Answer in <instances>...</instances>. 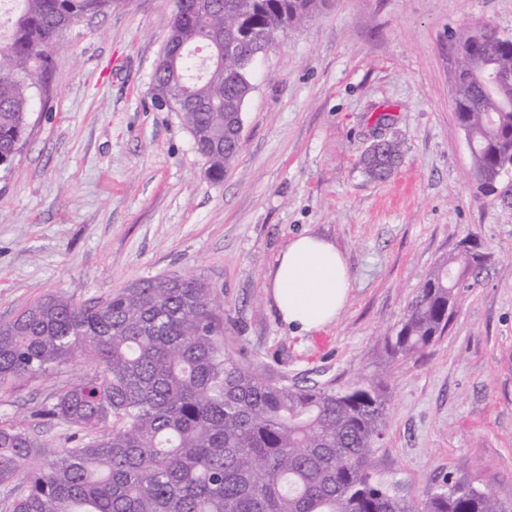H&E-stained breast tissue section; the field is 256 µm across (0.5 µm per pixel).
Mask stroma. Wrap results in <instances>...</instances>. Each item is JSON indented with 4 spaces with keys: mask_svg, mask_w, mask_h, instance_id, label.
Segmentation results:
<instances>
[{
    "mask_svg": "<svg viewBox=\"0 0 512 512\" xmlns=\"http://www.w3.org/2000/svg\"><path fill=\"white\" fill-rule=\"evenodd\" d=\"M174 5L123 0L59 34L50 87L0 172V322L48 294L84 304L142 278L202 277L224 298L233 357L290 385H384L372 464L386 484L422 499L451 474L512 499V198L477 189L448 40L479 23L512 35V0H326L259 59L218 185L181 113L152 97ZM381 135L403 157L374 182L358 159ZM304 231L336 244L352 283L336 320L301 337L277 318L269 273ZM468 235L491 262L425 355L391 361L384 333ZM89 370L0 387V421L66 447L69 429L32 412Z\"/></svg>",
    "mask_w": 512,
    "mask_h": 512,
    "instance_id": "35a3bbf8",
    "label": "stroma"
}]
</instances>
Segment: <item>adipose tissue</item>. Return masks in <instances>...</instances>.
<instances>
[{
  "label": "adipose tissue",
  "mask_w": 512,
  "mask_h": 512,
  "mask_svg": "<svg viewBox=\"0 0 512 512\" xmlns=\"http://www.w3.org/2000/svg\"><path fill=\"white\" fill-rule=\"evenodd\" d=\"M279 320L301 335L335 321L348 300L350 269L334 243L302 233L282 250L270 273Z\"/></svg>",
  "instance_id": "ef3b65f1"
}]
</instances>
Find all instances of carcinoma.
Returning <instances> with one entry per match:
<instances>
[{
	"label": "carcinoma",
	"mask_w": 512,
	"mask_h": 512,
	"mask_svg": "<svg viewBox=\"0 0 512 512\" xmlns=\"http://www.w3.org/2000/svg\"><path fill=\"white\" fill-rule=\"evenodd\" d=\"M122 0H12L0 33V168L9 169L28 135L32 76L46 71L58 33ZM325 0H180L166 43L205 42L247 27L285 34ZM461 71L458 123L471 141L474 178L487 196L500 158L512 153V42L452 34ZM232 82L189 81L192 59L155 71L164 85L190 84L183 113L195 150L219 184L241 150L236 112L251 94L240 58ZM390 140L359 158L384 181L400 164ZM480 244L441 261L385 336L393 360L423 353L445 331L457 277L485 267ZM85 360L93 371L55 392L36 416L74 429L72 445L47 458L48 444L20 422L0 424V486L21 480L11 512H512V500L447 476L424 500L401 496L374 477L372 455L386 427L381 386L344 391L288 385L224 348V299L202 277L140 279L101 301L43 297L0 322V385L48 378Z\"/></svg>",
	"instance_id": "cac0c4a2"
}]
</instances>
